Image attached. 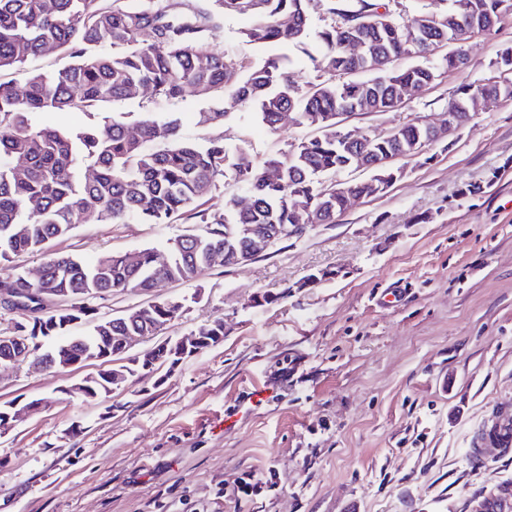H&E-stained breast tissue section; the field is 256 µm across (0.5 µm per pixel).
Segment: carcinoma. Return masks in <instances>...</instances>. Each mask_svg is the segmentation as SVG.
<instances>
[{"instance_id":"carcinoma-1","label":"carcinoma","mask_w":512,"mask_h":512,"mask_svg":"<svg viewBox=\"0 0 512 512\" xmlns=\"http://www.w3.org/2000/svg\"><path fill=\"white\" fill-rule=\"evenodd\" d=\"M307 0H194L103 8L97 0H0V69L14 67L48 49L66 52L72 62L54 72L32 76L24 91L0 83V262L20 252H44L46 244L67 235L79 221L100 224H168L208 195L219 179L231 174L248 193V206L231 199L224 214L213 216L202 234L187 231L169 242L167 264L157 251L143 249L108 255L94 265L65 254L44 257L41 277L30 280L14 268L0 267V286L22 288L40 305L41 315L25 332L32 354L28 362L63 369L79 357L102 356L106 362L137 373L147 364L177 360L156 348L130 355L120 348L123 336H154L176 318L178 301L134 307L112 318L96 317L91 298L112 293L147 292L160 279L190 282L216 266H226L231 247L246 246L251 228L274 224H334L347 210L336 195V175L347 170L352 149L336 142V113L386 112L401 101L409 85L430 84L441 69L453 68L450 56L436 65L417 64L394 70L402 56L426 58L447 45L448 15L474 5L478 14L500 23L501 0H427L417 19H404L387 0H362L366 48L354 56L348 48V8L343 0H326L330 26L313 31ZM249 20L243 40L270 51L245 66L209 51L210 39L228 17ZM418 26L419 44H408V28ZM112 44L105 52L101 44ZM306 55L323 75H348L346 81H310L299 87L291 72L289 50ZM192 90L202 97L222 93V107L198 113V123L220 126L238 106L251 103L256 118L271 129L281 113L314 127L317 135L300 141L287 153L256 164L245 152L229 158L224 142L201 146L181 135L177 112H166L169 142L153 144L156 119L143 115L137 130H128L124 113L101 116L95 105L128 100L148 91L158 101L174 103ZM476 97L485 110L499 104L497 83L465 91L448 105L453 110ZM83 112L89 122L76 131L38 125L40 113ZM424 132L414 125L394 128L390 138L357 146L369 157H415L414 145ZM54 288L75 302L66 309L42 305L38 296ZM83 319L89 333L66 334L63 321ZM209 337L198 350L224 335V320L197 331ZM92 398L108 396L112 370L97 373Z\"/></svg>"}]
</instances>
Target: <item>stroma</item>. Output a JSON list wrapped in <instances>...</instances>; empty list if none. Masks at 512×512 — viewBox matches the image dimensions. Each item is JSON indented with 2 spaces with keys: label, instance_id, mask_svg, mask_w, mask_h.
Returning a JSON list of instances; mask_svg holds the SVG:
<instances>
[{
  "label": "stroma",
  "instance_id": "35a3bbf8",
  "mask_svg": "<svg viewBox=\"0 0 512 512\" xmlns=\"http://www.w3.org/2000/svg\"><path fill=\"white\" fill-rule=\"evenodd\" d=\"M247 24L226 19L211 49L262 59L241 41ZM508 52L512 17L468 44L465 66L346 127L374 136L436 122L462 88L502 75ZM69 62L51 49L0 70V81L21 89ZM213 106L190 92L174 104L145 93L99 110L175 111L184 138H220L256 161L314 134L291 117L270 129L247 104L223 126L198 124ZM201 228L189 213L170 224L80 223L47 250L92 264ZM322 270L327 280L302 287ZM265 291L284 297L253 306ZM164 300L182 302L179 316L132 353L218 318L223 342L91 402L68 389L102 362L0 367V403H43L0 429V512H479L484 497H512V455L491 451L479 465L470 456L492 411L512 409V100L477 112L336 223L194 281L92 305L111 318Z\"/></svg>",
  "mask_w": 512,
  "mask_h": 512
}]
</instances>
